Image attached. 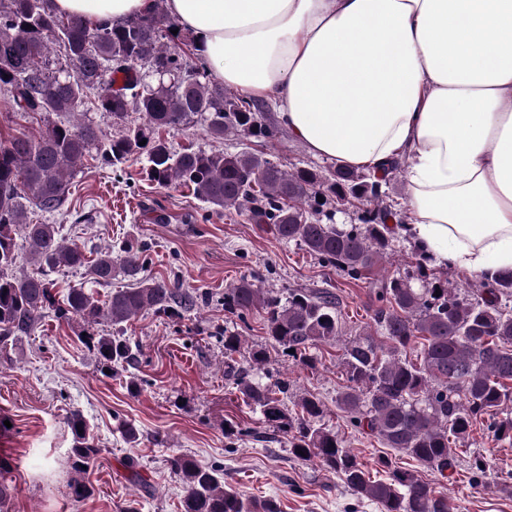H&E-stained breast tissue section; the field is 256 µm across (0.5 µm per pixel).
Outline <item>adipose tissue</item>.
I'll return each instance as SVG.
<instances>
[{
	"label": "adipose tissue",
	"instance_id": "adipose-tissue-1",
	"mask_svg": "<svg viewBox=\"0 0 512 512\" xmlns=\"http://www.w3.org/2000/svg\"><path fill=\"white\" fill-rule=\"evenodd\" d=\"M155 0H54L98 24ZM211 75L314 156L403 165L396 231L437 264L512 268V0H167Z\"/></svg>",
	"mask_w": 512,
	"mask_h": 512
}]
</instances>
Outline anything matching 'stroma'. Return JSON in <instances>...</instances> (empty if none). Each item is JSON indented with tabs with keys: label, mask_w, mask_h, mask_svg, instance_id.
Returning <instances> with one entry per match:
<instances>
[{
	"label": "stroma",
	"mask_w": 512,
	"mask_h": 512,
	"mask_svg": "<svg viewBox=\"0 0 512 512\" xmlns=\"http://www.w3.org/2000/svg\"><path fill=\"white\" fill-rule=\"evenodd\" d=\"M267 151L288 169L331 166L287 132ZM143 166L140 159L115 168L84 160L64 205L52 213L32 208L28 217L59 226L62 236L90 255L107 244L138 243L147 275L200 295L198 308L179 318L144 313L132 319L125 334L138 364L108 374L79 341L85 333H110L105 323L48 316L0 353V461L12 467L0 512H124L132 499L140 512H181V483L166 465L175 453L223 466L226 483L249 496L276 498L281 512H381L358 500L335 472L294 457L286 435L274 433L259 411L243 403L224 376L228 332L243 336L246 347H266L257 378L289 379L286 405L308 393L321 399L324 425L343 435L367 470L379 471L385 456L447 492L453 512H512V443L495 441L486 422H478L461 445L454 471L435 475L347 425L336 409V394L346 384L338 348L320 347L316 367L302 365L268 345L260 310L241 316L224 307L225 288L244 276L282 292L331 288L343 301V333L352 338L370 321L368 282L340 276L235 210L208 208L187 188L150 184ZM132 376L140 381L135 394L126 385ZM74 412L85 417L100 450L87 476L93 493L81 501L69 488L72 436L66 421ZM228 420L248 432L231 448L224 439ZM123 421L139 429L138 443L126 442ZM477 457L485 460L479 476L470 470ZM131 459L137 470L128 468Z\"/></svg>",
	"instance_id": "obj_1"
}]
</instances>
